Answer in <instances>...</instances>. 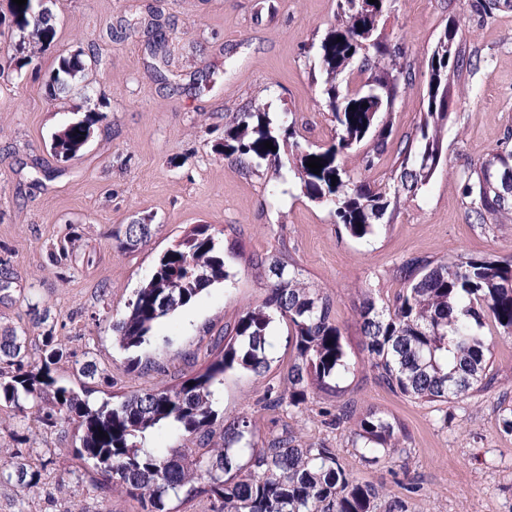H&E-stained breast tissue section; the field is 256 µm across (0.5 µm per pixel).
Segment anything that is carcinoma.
Masks as SVG:
<instances>
[{"instance_id": "carcinoma-1", "label": "carcinoma", "mask_w": 512, "mask_h": 512, "mask_svg": "<svg viewBox=\"0 0 512 512\" xmlns=\"http://www.w3.org/2000/svg\"><path fill=\"white\" fill-rule=\"evenodd\" d=\"M393 2L337 0L336 24L317 51L326 74L320 96L334 123L328 145L304 146L288 113L272 115L257 107L236 115L224 130L220 149L249 171L265 165L289 167L303 195L328 206L336 222L356 239L378 232L400 193H413L429 182L442 161V130L452 114L450 77L465 67L478 69V61L461 55L459 29L448 24L428 60L427 111L421 113L416 144L398 153L393 185L351 177L343 158L362 144L371 143L362 156L364 169L382 160L389 129L378 116L390 112L400 87L411 80L404 47L384 32ZM9 6L14 50L28 64L36 46L52 41L54 15L47 10L36 16L28 4ZM138 25L150 35L153 53L165 54L168 35L163 25ZM85 69L80 58L60 57L50 95L66 92L69 80ZM345 71L349 75L342 87L336 77ZM91 132L88 120L66 125L53 138L55 156L76 157ZM511 138L506 136L471 168L461 185L473 224L484 232L512 223V196L500 180V174L512 173ZM266 141L274 149L264 148ZM317 158L323 167L314 174L306 163ZM149 233L148 224H128L118 248L133 251ZM221 235L223 231L211 224H197L158 258L126 312L112 323L122 348L140 347L160 319L230 278L227 261L236 255L237 242ZM254 266L270 282L268 299L238 316L221 355L205 372L176 385L133 393L116 405H93L52 375L53 366L67 356L58 337L50 332L42 337V356L32 363L27 360L26 338L5 329L0 332V399L45 427L76 422L82 432L79 453L93 462L99 489H119L144 512H169L172 498L203 501L209 512H374L375 487L350 478L336 449L323 444L300 448L286 429L259 443L246 416L218 424L215 404L224 373L242 369L261 375L270 369L271 331L277 318L287 325L293 356L285 386L268 387L266 406L299 409L315 392L334 390L349 371L330 297L309 286L282 250L255 258ZM394 277L400 289L392 303L379 306L368 291L359 310L368 360L383 384L405 398L444 403L490 385L491 348L482 328L489 321L500 334L512 336V256H416L404 261ZM163 427L184 437L198 436L206 447L147 446L149 435ZM400 433V425L373 414L359 419L355 436L363 460L370 463L405 452ZM46 467L42 459L17 462L6 480L29 491L39 485Z\"/></svg>"}]
</instances>
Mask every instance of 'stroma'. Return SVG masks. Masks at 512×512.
<instances>
[{
	"mask_svg": "<svg viewBox=\"0 0 512 512\" xmlns=\"http://www.w3.org/2000/svg\"><path fill=\"white\" fill-rule=\"evenodd\" d=\"M471 3L396 0L387 30L405 46L412 80L394 103L384 163L367 171L350 159L354 178L389 182L425 110L427 60L447 24L459 26L463 52L480 66L450 82L454 109L443 163L385 216L377 235L359 240L336 225L327 207L305 197L293 174L271 167L249 172L219 153L233 115L256 107L289 113L308 143H329L331 114L314 72L336 0H58L51 7L54 41L28 67L0 73V329L26 336L34 359L45 332L53 331L70 352L55 368L60 384L93 402H118L203 372L223 348L225 329L269 294L252 258L287 248L307 281L333 299L350 371L336 394L316 395L296 410L267 409L266 390L282 380L291 354L286 325L275 322L269 371L225 373L220 419L245 414L260 435L286 428L301 447L336 449L353 478L379 489L377 512L395 499L406 512H512V432L502 424L512 408V337L485 325L494 341L491 385L429 403L380 383L358 324L364 290L380 303L392 299L399 289L392 271L409 257L512 255V224L481 232L460 193L462 177L512 134V8L486 16ZM151 14L175 23L167 84L156 77L143 30L119 26ZM90 47L97 64L79 73L68 92L50 96L59 57ZM86 118L94 126L84 149L67 161L54 157L53 134ZM46 168L52 179L43 177ZM135 222L150 224L149 237L135 251H119L116 236ZM197 224L238 240L231 280L162 319L149 344L121 348L113 318L124 313L158 257ZM88 357L108 382L79 374ZM345 405L353 420L328 425L326 413ZM369 413L401 424L405 454L375 464L361 459L355 420ZM29 425L13 407H0V448L12 452L0 459V471L14 460L48 463L32 490L0 481V512H70L76 504L84 512H142L135 501L94 487L92 462L76 453L82 435L76 425L33 435Z\"/></svg>",
	"mask_w": 512,
	"mask_h": 512,
	"instance_id": "stroma-1",
	"label": "stroma"
}]
</instances>
